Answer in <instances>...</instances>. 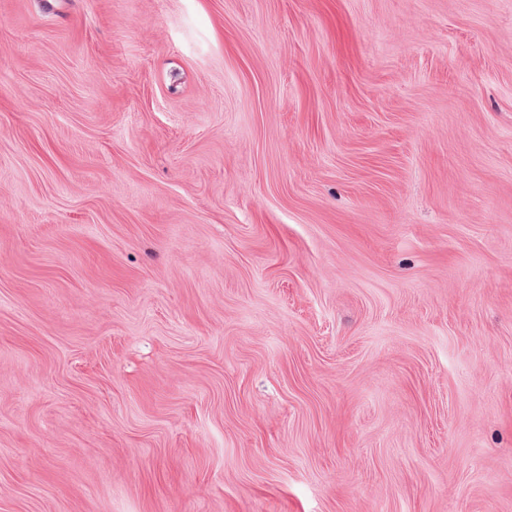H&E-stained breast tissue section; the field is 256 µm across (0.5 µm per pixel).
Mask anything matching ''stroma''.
Here are the masks:
<instances>
[{
  "mask_svg": "<svg viewBox=\"0 0 512 512\" xmlns=\"http://www.w3.org/2000/svg\"><path fill=\"white\" fill-rule=\"evenodd\" d=\"M0 512H512V0H0Z\"/></svg>",
  "mask_w": 512,
  "mask_h": 512,
  "instance_id": "obj_1",
  "label": "stroma"
}]
</instances>
